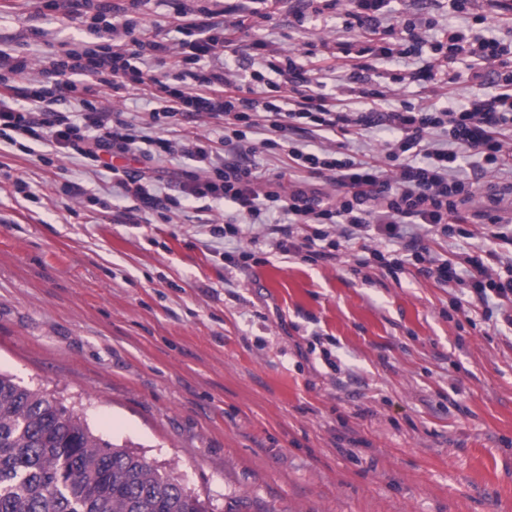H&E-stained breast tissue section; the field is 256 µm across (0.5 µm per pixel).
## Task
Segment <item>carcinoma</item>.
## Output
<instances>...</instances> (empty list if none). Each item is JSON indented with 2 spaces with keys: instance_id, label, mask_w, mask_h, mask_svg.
Here are the masks:
<instances>
[{
  "instance_id": "cac0c4a2",
  "label": "carcinoma",
  "mask_w": 512,
  "mask_h": 512,
  "mask_svg": "<svg viewBox=\"0 0 512 512\" xmlns=\"http://www.w3.org/2000/svg\"><path fill=\"white\" fill-rule=\"evenodd\" d=\"M0 512H207L53 395L0 374Z\"/></svg>"
}]
</instances>
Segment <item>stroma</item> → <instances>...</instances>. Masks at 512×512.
Instances as JSON below:
<instances>
[{
  "label": "stroma",
  "mask_w": 512,
  "mask_h": 512,
  "mask_svg": "<svg viewBox=\"0 0 512 512\" xmlns=\"http://www.w3.org/2000/svg\"><path fill=\"white\" fill-rule=\"evenodd\" d=\"M268 11L237 64L256 39L322 54L352 38L304 0ZM88 37L78 15L0 0V49L36 61ZM474 191L468 215L494 191L512 216V175ZM131 206L107 170L0 138V373L59 393L209 512H512V329L413 267L356 269L346 244L313 263L259 224L214 236L227 205L149 226ZM238 251L249 267L229 266Z\"/></svg>",
  "instance_id": "1"
}]
</instances>
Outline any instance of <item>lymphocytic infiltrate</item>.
I'll return each instance as SVG.
<instances>
[{
	"label": "lymphocytic infiltrate",
	"mask_w": 512,
	"mask_h": 512,
	"mask_svg": "<svg viewBox=\"0 0 512 512\" xmlns=\"http://www.w3.org/2000/svg\"><path fill=\"white\" fill-rule=\"evenodd\" d=\"M82 2L90 40L62 42L42 56V79H31L28 56L0 52V136L47 139L94 163L105 154L127 158V166L113 167L112 179L146 224L162 205L164 163L185 159L184 200L233 207L226 237L262 224L279 248L315 262L336 258L342 242L375 232L389 239L391 250L356 254L357 267L374 261L395 275L413 266L438 285L459 289L485 320L512 327V254L494 255L490 266L474 250L441 259L409 236L411 227L422 226L435 239L469 237L464 207L473 184L462 172L465 158L478 157L483 172L512 171V46L490 36V21L474 12L473 0H448L458 22L436 39L430 36L434 17L394 15L391 0H315L314 13L343 10L346 29L357 34L332 53L337 67L349 72L333 92L318 80L309 50L287 55L257 40L259 68L243 73L224 62L257 8L221 21L206 8L179 10L178 38L171 42L156 39L128 9ZM426 48L431 54L423 66L391 74L385 87L373 85L368 57L400 62L423 56ZM461 56L471 59L474 71L448 74L447 65ZM165 58L173 71L169 81L151 68L152 60ZM408 81L431 85L435 101L388 112H350L339 104L343 95L375 102ZM463 82L472 88L466 101L441 106ZM62 91L77 111H39V103ZM134 92L156 100L148 118H128L105 104ZM179 115L216 123L220 139L167 137L171 118ZM378 125L392 139L380 159L358 160L354 144ZM262 128L268 132L263 139L257 136ZM311 132L337 134L341 141L311 149L302 139ZM258 153L284 158L285 165L266 176L254 161ZM317 177L342 187V194L315 188Z\"/></svg>",
	"instance_id": "f902f5d3"
}]
</instances>
